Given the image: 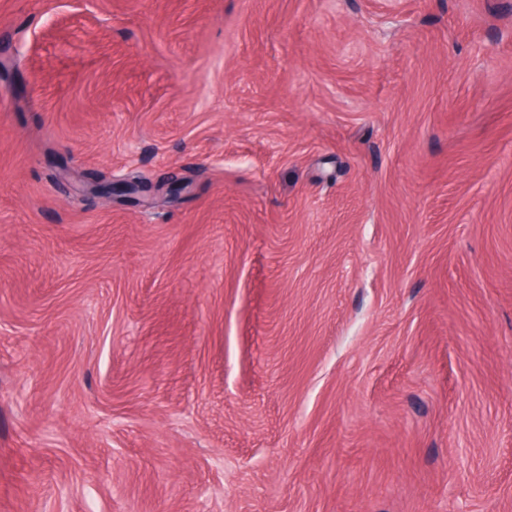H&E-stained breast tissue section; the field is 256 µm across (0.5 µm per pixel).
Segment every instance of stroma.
Listing matches in <instances>:
<instances>
[{
  "label": "stroma",
  "mask_w": 512,
  "mask_h": 512,
  "mask_svg": "<svg viewBox=\"0 0 512 512\" xmlns=\"http://www.w3.org/2000/svg\"><path fill=\"white\" fill-rule=\"evenodd\" d=\"M4 58L0 512H512V0H0ZM97 192L104 198H112L116 194L120 197H130L133 194L148 193V187L141 182L127 181L124 183H99Z\"/></svg>",
  "instance_id": "stroma-1"
}]
</instances>
